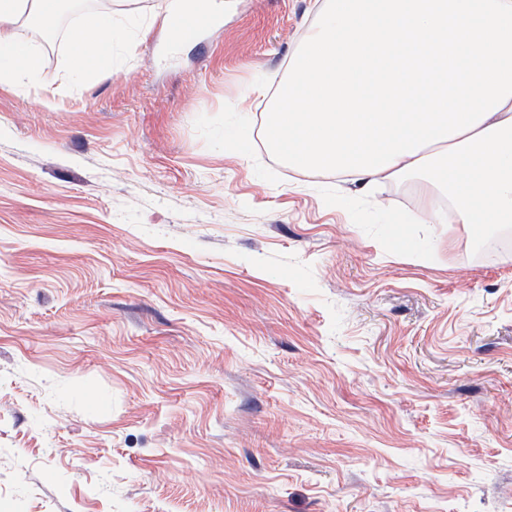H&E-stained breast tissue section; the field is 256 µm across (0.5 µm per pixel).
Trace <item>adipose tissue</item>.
Instances as JSON below:
<instances>
[{
  "mask_svg": "<svg viewBox=\"0 0 512 512\" xmlns=\"http://www.w3.org/2000/svg\"><path fill=\"white\" fill-rule=\"evenodd\" d=\"M62 0H0V49L7 50L9 60L0 65V82L21 83L32 80L38 60L31 45L16 35L18 26L33 22L52 27ZM112 15L89 16L82 28L72 35V58L76 67L90 69L112 50Z\"/></svg>",
  "mask_w": 512,
  "mask_h": 512,
  "instance_id": "1",
  "label": "adipose tissue"
}]
</instances>
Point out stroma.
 <instances>
[{
    "label": "stroma",
    "mask_w": 512,
    "mask_h": 512,
    "mask_svg": "<svg viewBox=\"0 0 512 512\" xmlns=\"http://www.w3.org/2000/svg\"><path fill=\"white\" fill-rule=\"evenodd\" d=\"M102 0L0 83V512H512V234L387 253L265 118L316 0ZM216 1L217 0H193V2L184 6L188 10L203 8L210 11L177 12L170 13L164 17L163 26L168 42L175 45L193 34L219 25V17L211 12L212 9L218 10L221 6L219 3H216ZM112 14L95 13L72 35V58L77 68L90 69L112 51Z\"/></svg>",
    "instance_id": "35a3bbf8"
}]
</instances>
